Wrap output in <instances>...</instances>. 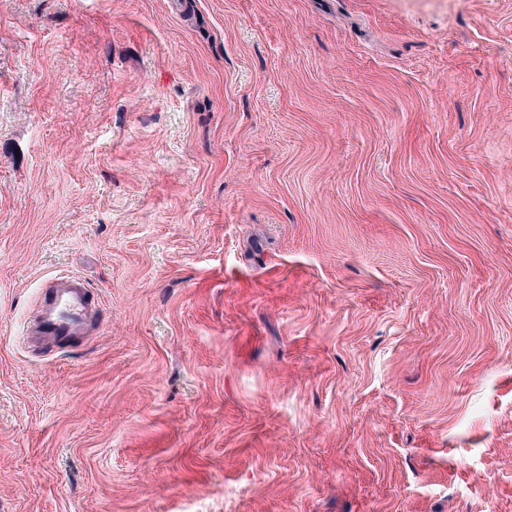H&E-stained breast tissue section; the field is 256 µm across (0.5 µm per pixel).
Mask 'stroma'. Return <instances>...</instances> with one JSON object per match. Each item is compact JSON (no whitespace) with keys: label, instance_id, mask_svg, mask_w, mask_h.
I'll return each mask as SVG.
<instances>
[{"label":"stroma","instance_id":"obj_1","mask_svg":"<svg viewBox=\"0 0 512 512\" xmlns=\"http://www.w3.org/2000/svg\"><path fill=\"white\" fill-rule=\"evenodd\" d=\"M0 512H512V0H0ZM41 294V302L24 336L29 348L62 350L90 336L99 327L98 301L82 277L51 278L41 288Z\"/></svg>","mask_w":512,"mask_h":512}]
</instances>
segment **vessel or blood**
Returning <instances> with one entry per match:
<instances>
[{
  "mask_svg": "<svg viewBox=\"0 0 512 512\" xmlns=\"http://www.w3.org/2000/svg\"><path fill=\"white\" fill-rule=\"evenodd\" d=\"M41 294V302L25 332L29 348L62 350L90 336L99 327V304L82 277L51 278L42 287Z\"/></svg>",
  "mask_w": 512,
  "mask_h": 512,
  "instance_id": "obj_1",
  "label": "vessel or blood"
}]
</instances>
